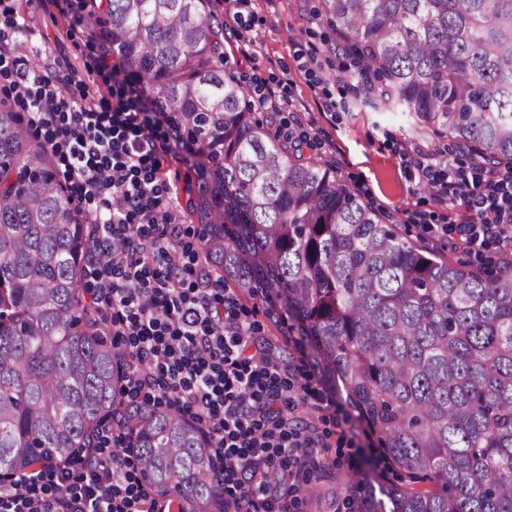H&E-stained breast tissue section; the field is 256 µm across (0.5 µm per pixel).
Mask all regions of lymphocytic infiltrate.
I'll return each mask as SVG.
<instances>
[{
  "mask_svg": "<svg viewBox=\"0 0 512 512\" xmlns=\"http://www.w3.org/2000/svg\"><path fill=\"white\" fill-rule=\"evenodd\" d=\"M94 68L110 82L108 104L96 105L84 91L62 93L50 75L21 68L16 45L0 43V73L14 76L30 125L62 163L61 183L87 201L86 221L97 227L89 295L111 309L112 333L126 342L130 391L160 396L202 426L220 466L224 512H239L245 491L274 512L279 494L267 480L270 465L279 458L296 464L324 442L291 426L285 406L296 389L277 364L247 356L250 325L182 241L164 166L186 162L187 154L166 113L111 50L100 52ZM401 160L440 201L463 202L464 214L440 227L450 241L478 255L491 247L512 252V168L463 169L418 151ZM100 201L110 216L98 211ZM113 435L103 428L80 474L48 462L16 477L0 488V512H155L134 458L116 457Z\"/></svg>",
  "mask_w": 512,
  "mask_h": 512,
  "instance_id": "obj_1",
  "label": "lymphocytic infiltrate"
}]
</instances>
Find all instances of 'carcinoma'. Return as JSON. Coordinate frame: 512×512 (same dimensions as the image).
<instances>
[{
    "label": "carcinoma",
    "instance_id": "obj_1",
    "mask_svg": "<svg viewBox=\"0 0 512 512\" xmlns=\"http://www.w3.org/2000/svg\"><path fill=\"white\" fill-rule=\"evenodd\" d=\"M212 0H101L107 47L196 161L186 212L233 297L261 302L329 390L346 394L398 484L312 460L314 512H512V266L442 260L260 120L224 71ZM336 50L377 81L365 103L512 164V0H322ZM94 229L48 148L0 97V485L71 464L101 425L126 433L140 483L178 512L224 486L195 423L124 386L86 299Z\"/></svg>",
    "mask_w": 512,
    "mask_h": 512
}]
</instances>
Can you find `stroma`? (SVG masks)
<instances>
[{
    "label": "stroma",
    "instance_id": "obj_1",
    "mask_svg": "<svg viewBox=\"0 0 512 512\" xmlns=\"http://www.w3.org/2000/svg\"><path fill=\"white\" fill-rule=\"evenodd\" d=\"M80 0H0V42L17 43L22 64L37 61L40 69L56 72L62 91L89 87L92 97H107L103 74L92 71L100 45L88 19L72 24ZM319 0H250L241 20H234L223 0L214 9L224 20V64L244 83L262 82L272 95L277 122L284 131L304 136L306 155L335 167L337 178L375 209L387 223L398 225L402 236L431 249H439L419 216L436 222L456 218L458 204H445L422 183L410 179L401 165L402 154L412 147L454 151L455 140L447 133L428 132L416 139L405 114L377 112L364 106L349 75L355 68L348 57L334 51L335 34L315 15ZM318 57L332 65L335 76L324 79L310 66ZM243 317L253 325L256 338L271 339L269 355L275 362L291 360L286 373L295 384L307 386L305 401H293L289 412L312 419L325 451L337 471L361 476L367 473L397 481L399 470L378 449L376 436L355 429L352 441L339 440L337 422L349 407L344 399L333 406L320 400L323 385L313 375L307 359L289 356L285 339L262 315L260 305L243 300Z\"/></svg>",
    "mask_w": 512,
    "mask_h": 512
}]
</instances>
